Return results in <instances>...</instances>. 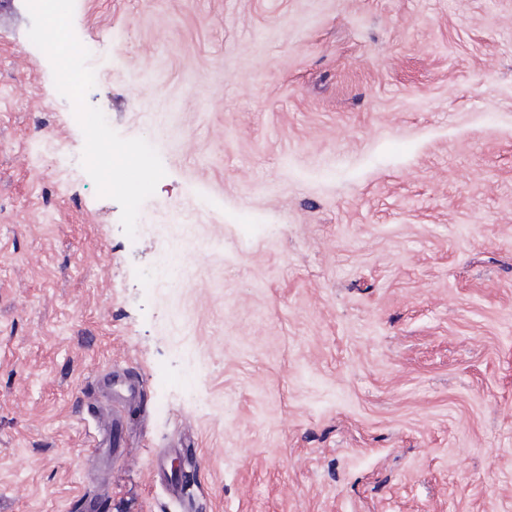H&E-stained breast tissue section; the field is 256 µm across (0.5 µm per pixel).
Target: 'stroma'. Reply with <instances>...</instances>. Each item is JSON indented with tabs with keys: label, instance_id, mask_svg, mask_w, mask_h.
<instances>
[{
	"label": "stroma",
	"instance_id": "obj_1",
	"mask_svg": "<svg viewBox=\"0 0 512 512\" xmlns=\"http://www.w3.org/2000/svg\"><path fill=\"white\" fill-rule=\"evenodd\" d=\"M30 26L0 0V512H512V0H75L166 170L132 238ZM112 376V389L110 400L99 408L100 414L108 419V429L106 435L108 443L103 444L109 448H125L124 435L126 430V421L121 416L125 405H133L140 402L141 389L138 380L135 377L124 376L118 379V376Z\"/></svg>",
	"mask_w": 512,
	"mask_h": 512
}]
</instances>
